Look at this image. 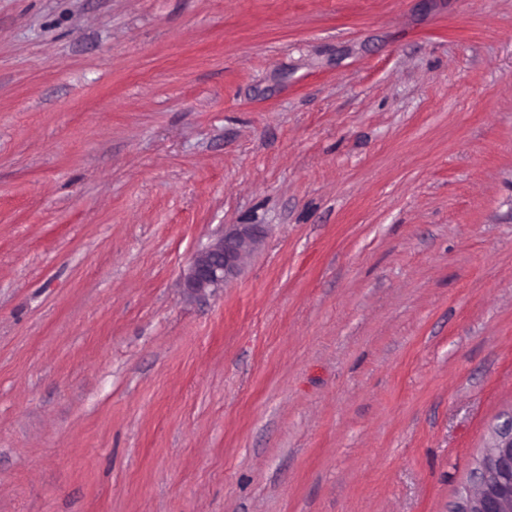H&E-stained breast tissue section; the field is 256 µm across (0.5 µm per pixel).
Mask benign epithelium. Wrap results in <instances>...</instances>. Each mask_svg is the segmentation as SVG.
<instances>
[{
  "instance_id": "benign-epithelium-1",
  "label": "benign epithelium",
  "mask_w": 512,
  "mask_h": 512,
  "mask_svg": "<svg viewBox=\"0 0 512 512\" xmlns=\"http://www.w3.org/2000/svg\"><path fill=\"white\" fill-rule=\"evenodd\" d=\"M259 238L256 224H237L192 258L185 285L193 293L221 288L237 275L244 255ZM457 512H512V431L486 448L473 472L472 483L459 496Z\"/></svg>"
}]
</instances>
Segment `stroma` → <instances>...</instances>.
<instances>
[{
    "label": "stroma",
    "mask_w": 512,
    "mask_h": 512,
    "mask_svg": "<svg viewBox=\"0 0 512 512\" xmlns=\"http://www.w3.org/2000/svg\"><path fill=\"white\" fill-rule=\"evenodd\" d=\"M509 429L512 0H0V512H454ZM258 227V224H237L232 231L198 251L185 276L186 288L192 293H202L209 288L223 287L237 275L244 255L256 245Z\"/></svg>",
    "instance_id": "1"
}]
</instances>
